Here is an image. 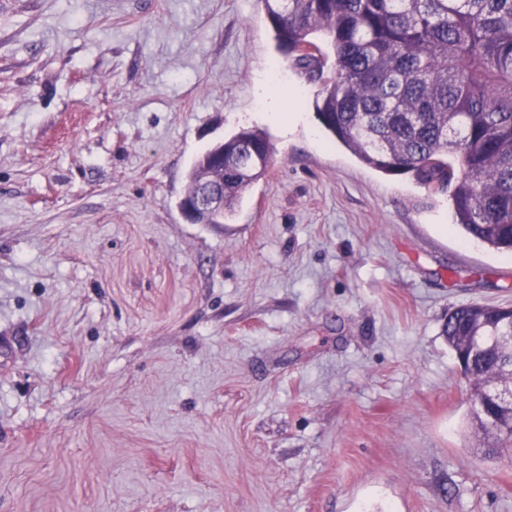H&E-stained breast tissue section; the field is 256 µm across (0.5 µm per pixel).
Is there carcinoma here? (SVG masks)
Instances as JSON below:
<instances>
[{"label":"carcinoma","mask_w":512,"mask_h":512,"mask_svg":"<svg viewBox=\"0 0 512 512\" xmlns=\"http://www.w3.org/2000/svg\"><path fill=\"white\" fill-rule=\"evenodd\" d=\"M278 46H315L323 34L332 69H319L314 105L324 128L362 165L411 174L430 193L449 190L453 224L469 239L512 251V0H260ZM260 130L224 139V204L232 208L268 168ZM464 360L475 429L486 452L512 460V308L472 303L442 327Z\"/></svg>","instance_id":"carcinoma-1"}]
</instances>
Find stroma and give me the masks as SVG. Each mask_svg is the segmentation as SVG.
Returning <instances> with one entry per match:
<instances>
[{"mask_svg":"<svg viewBox=\"0 0 512 512\" xmlns=\"http://www.w3.org/2000/svg\"><path fill=\"white\" fill-rule=\"evenodd\" d=\"M318 90L258 0H0V512H512L442 334L512 306V254L336 144ZM243 127L266 174L188 223Z\"/></svg>","mask_w":512,"mask_h":512,"instance_id":"stroma-1","label":"stroma"}]
</instances>
